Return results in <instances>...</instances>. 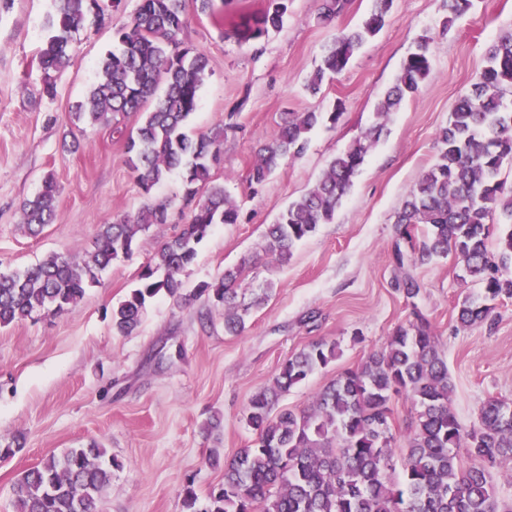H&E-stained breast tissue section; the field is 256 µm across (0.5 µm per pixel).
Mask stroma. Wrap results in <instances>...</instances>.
Returning <instances> with one entry per match:
<instances>
[{"mask_svg": "<svg viewBox=\"0 0 512 512\" xmlns=\"http://www.w3.org/2000/svg\"><path fill=\"white\" fill-rule=\"evenodd\" d=\"M320 0H291L282 30L247 44L229 37L233 23L264 0H233L214 12L185 7V40L207 55L209 73L191 129L206 133L232 122L217 171L239 207L238 223L217 225L182 275L187 289L223 274L242 258L244 329L224 332L221 309L203 299L151 302L137 331L116 334L112 309L136 283L160 242L188 219L177 179L159 191L171 202L169 220L150 226L139 247L113 262L99 286L69 314H42L0 328V512H14L11 487L20 473L50 454L97 443L120 462L100 512H183L182 492L193 483L199 512L224 471L210 450L229 459L250 445L251 395L278 365L312 342H337L339 355L291 389L281 406L303 408L336 374L380 348L420 309L438 337L454 384L453 408L464 428L477 422L491 396L512 401V298L497 300L487 322L457 327L454 305L478 285L454 258L417 266V305L393 286L395 214L436 159L435 136L461 92L486 64L488 45L512 30V0H473L446 26L444 0H394L384 29L321 94L305 81L325 44L357 27L372 0H349L333 21H318ZM50 0H0V271L23 268L54 252L72 258L91 248L99 225L137 212L145 199L127 164L123 139L111 127L79 128L72 114L94 80L112 31L85 24L75 35L71 64L43 91L38 51ZM432 41L431 71L419 91L385 120L386 131L367 156L332 223L300 242L288 262H271L265 230L279 212L322 177L328 161L377 120L375 106L393 85L421 36ZM342 107L333 128H318L306 152L284 162L265 185L250 188L248 171L259 141L285 112ZM60 188L57 215L41 235L21 226V205L46 174ZM271 293H264L267 281ZM220 417L219 439L201 427Z\"/></svg>", "mask_w": 512, "mask_h": 512, "instance_id": "stroma-1", "label": "stroma"}]
</instances>
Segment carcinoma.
Segmentation results:
<instances>
[{"label": "carcinoma", "instance_id": "cac0c4a2", "mask_svg": "<svg viewBox=\"0 0 512 512\" xmlns=\"http://www.w3.org/2000/svg\"><path fill=\"white\" fill-rule=\"evenodd\" d=\"M122 0H53L38 63L44 91L53 94L51 73L71 63L69 46L87 20L96 26L120 9ZM347 0H321L317 19L333 20ZM394 0H374L353 30H340L310 73L307 91L340 75L354 54L385 26ZM288 0H265L255 15L236 25L238 43L283 28ZM189 19L185 0H140L135 13L113 27L112 47L101 57L85 102L72 113L84 126L113 124L125 137L129 166L147 201L133 215L99 225L93 248L81 257L49 253L22 269L0 271V327L47 312L73 311L101 273L126 258L139 235L165 224L170 202L152 196L169 176L181 179L182 198L195 203L179 234L162 243L142 268L135 288L112 308V328L124 335L139 325L147 304L160 296L182 298L183 271L199 245L219 224H236L239 210L216 182L226 128L192 135L208 57L182 35ZM486 66L457 100L435 137L437 157L396 213L400 239L393 244L395 287L413 308L415 321L399 326L384 345L357 366L340 372L305 409L276 410L281 395L338 356V344L319 340L279 364L270 383L249 401L246 423L253 443L232 458L209 456L224 468V481L210 491L207 512H512L494 489L495 469L512 463V403L489 397L477 424L465 429L452 404L454 385L438 338L418 309L421 286L413 271L450 255L482 288L454 306L462 328L483 323L493 302L512 298V186L501 179L512 161V32L487 49ZM431 47L419 41L403 61L394 84L376 107L378 122L329 162L321 179L288 205L266 234V254L282 264L294 247L333 221L350 193L369 150L384 133V118L416 93L430 72ZM135 114L126 130L117 116ZM342 112H285L277 130L259 143L248 179L263 185L285 159L300 157L310 134L333 126ZM58 185L47 174L21 207L22 226L37 235L55 217ZM249 260L195 289L224 310V330L237 334L249 307L239 301ZM406 394L416 407L405 439L401 480L395 471L392 397ZM117 460L96 444L52 454L12 486L15 512H97Z\"/></svg>", "mask_w": 512, "mask_h": 512}]
</instances>
